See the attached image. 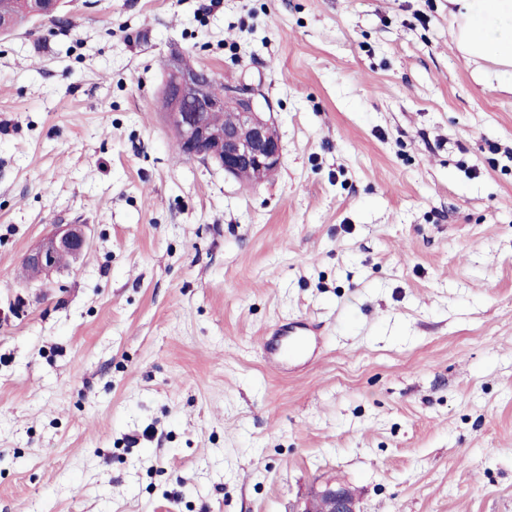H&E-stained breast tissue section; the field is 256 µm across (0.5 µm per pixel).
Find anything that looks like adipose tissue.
Here are the masks:
<instances>
[{"mask_svg":"<svg viewBox=\"0 0 512 512\" xmlns=\"http://www.w3.org/2000/svg\"><path fill=\"white\" fill-rule=\"evenodd\" d=\"M459 50L512 71V0H448Z\"/></svg>","mask_w":512,"mask_h":512,"instance_id":"1","label":"adipose tissue"}]
</instances>
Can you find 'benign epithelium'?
<instances>
[{
    "mask_svg": "<svg viewBox=\"0 0 512 512\" xmlns=\"http://www.w3.org/2000/svg\"><path fill=\"white\" fill-rule=\"evenodd\" d=\"M164 68L163 112L187 158L213 161L231 177L246 169L256 185L278 170L282 161L279 134L257 103V87L248 84L226 87L224 95L215 99L207 95L213 75L205 69L184 68L181 52H171ZM227 106L236 112L235 123L223 128L214 126L208 114ZM86 244L81 228L69 224L31 250L25 264L35 274L49 277L59 269V257H75ZM292 512H361V509L353 489L327 481L313 486Z\"/></svg>",
    "mask_w": 512,
    "mask_h": 512,
    "instance_id": "benign-epithelium-1",
    "label": "benign epithelium"
}]
</instances>
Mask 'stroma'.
<instances>
[{"label": "stroma", "instance_id": "35a3bbf8", "mask_svg": "<svg viewBox=\"0 0 512 512\" xmlns=\"http://www.w3.org/2000/svg\"><path fill=\"white\" fill-rule=\"evenodd\" d=\"M261 90L259 186L164 58ZM448 0H60L0 36V512H512V74ZM83 225L33 281L25 255ZM320 326L280 364L269 330ZM182 56L173 51L165 59L167 81L161 101L167 122L177 134L182 150L176 144L178 152L188 159L213 161L224 174L241 181L251 183L253 179V184H262L281 166L282 146L276 126L257 103L258 88L248 84L224 87L216 79L210 83L214 77L210 72L189 70L195 67ZM208 86L212 96L224 95L210 98ZM225 106L236 112L233 125H224L233 115L232 109L224 111ZM209 112L212 123L224 128L210 122ZM240 128L247 133L242 134ZM214 143L216 147L210 148ZM87 239L76 224L66 227L48 236L38 247L31 250L25 257V272L32 276L30 269L37 275L49 277L59 269L68 257H76L86 246ZM292 512H362L356 492L349 486L327 481L312 487Z\"/></svg>", "mask_w": 512, "mask_h": 512}]
</instances>
